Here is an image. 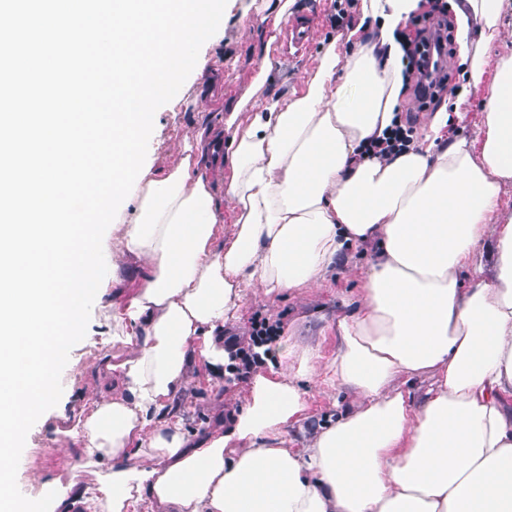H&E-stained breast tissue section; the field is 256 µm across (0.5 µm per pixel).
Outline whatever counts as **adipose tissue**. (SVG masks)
Returning a JSON list of instances; mask_svg holds the SVG:
<instances>
[{
	"label": "adipose tissue",
	"mask_w": 512,
	"mask_h": 512,
	"mask_svg": "<svg viewBox=\"0 0 512 512\" xmlns=\"http://www.w3.org/2000/svg\"><path fill=\"white\" fill-rule=\"evenodd\" d=\"M420 3L361 0L350 53L328 45L303 91L240 100L248 122L219 149L224 184L205 172L201 132L139 182L117 248L151 272L106 319L128 352L69 431L80 468L99 473L94 491L66 492L67 512H512V50L487 53L512 0L454 6L468 84L488 92L477 136L446 133L439 112L427 146L362 157L402 104L396 33ZM364 244L374 263L327 370L351 405L301 445L287 439L307 418L298 379L319 372L305 352L296 371L257 374L228 426L189 434L191 372L201 362L223 379L224 327L251 287L322 284Z\"/></svg>",
	"instance_id": "ef3b65f1"
}]
</instances>
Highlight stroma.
I'll use <instances>...</instances> for the list:
<instances>
[{
  "label": "stroma",
  "instance_id": "obj_1",
  "mask_svg": "<svg viewBox=\"0 0 512 512\" xmlns=\"http://www.w3.org/2000/svg\"><path fill=\"white\" fill-rule=\"evenodd\" d=\"M249 0H228L224 16V37L203 46L206 60L203 73L190 74L185 82L188 94L198 97L197 104H169L160 107L154 116V129L149 140L146 161L161 169L175 164L183 139L198 125L214 127L218 136L228 138L234 133L225 120L234 105L252 90V80L264 61H272L275 71L262 88L263 94L277 95L301 87L316 58L330 42L349 50L347 36L360 18L358 7L348 8L345 17H338L335 0H295L291 15L297 21H312L309 41L298 54L282 52L281 40L275 39L271 21L262 12L250 8ZM374 259L372 247L361 245L348 251L346 257L329 272L322 288H297L268 296L262 291H249L236 317L224 327L225 337L239 345H247L252 321L266 318L280 321L283 337L291 339L299 350H312L320 366H327L338 346L337 321L354 308L365 273ZM146 269L141 265L125 268L120 285L109 288L102 300L94 302L85 338L76 344L62 373L63 395L56 408L45 412L31 429L21 455L17 484L28 498H37L38 485L31 478L50 475L61 485L76 480L94 485L93 473L77 469L78 447L60 436L64 416L79 414L84 395L96 389L97 364L101 355L120 353L114 345L101 316L103 305L123 306L131 289ZM240 361L228 356L223 381L212 380L205 366L194 369L184 392L182 403L184 425L190 433L202 434L224 424L233 411L244 406L249 397L253 374L242 373ZM308 418L306 430L334 416L337 405H348L349 399L330 387L324 376L304 378Z\"/></svg>",
  "mask_w": 512,
  "mask_h": 512
}]
</instances>
